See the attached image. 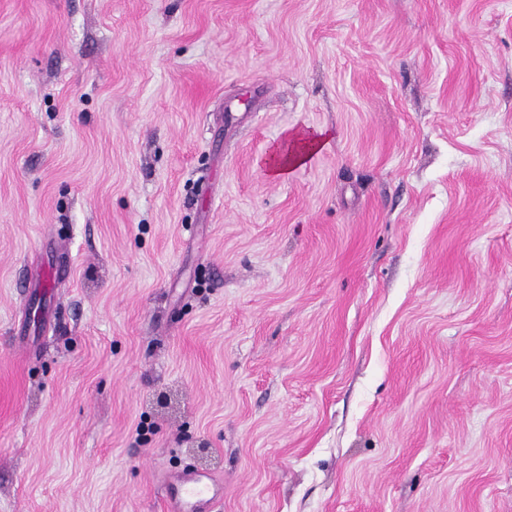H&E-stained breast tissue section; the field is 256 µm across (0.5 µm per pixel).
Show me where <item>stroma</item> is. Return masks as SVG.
<instances>
[{"label":"stroma","mask_w":512,"mask_h":512,"mask_svg":"<svg viewBox=\"0 0 512 512\" xmlns=\"http://www.w3.org/2000/svg\"><path fill=\"white\" fill-rule=\"evenodd\" d=\"M186 467L512 512V0H0V512ZM331 133L325 129H296L273 143L266 154L265 173L275 179L288 178L318 152L330 145Z\"/></svg>","instance_id":"obj_1"}]
</instances>
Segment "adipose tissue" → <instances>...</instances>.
<instances>
[{
	"instance_id": "adipose-tissue-1",
	"label": "adipose tissue",
	"mask_w": 512,
	"mask_h": 512,
	"mask_svg": "<svg viewBox=\"0 0 512 512\" xmlns=\"http://www.w3.org/2000/svg\"><path fill=\"white\" fill-rule=\"evenodd\" d=\"M331 139V133L324 129H297L286 133L267 151L266 174L275 179L287 178L296 168L306 165L313 155L327 148Z\"/></svg>"
}]
</instances>
